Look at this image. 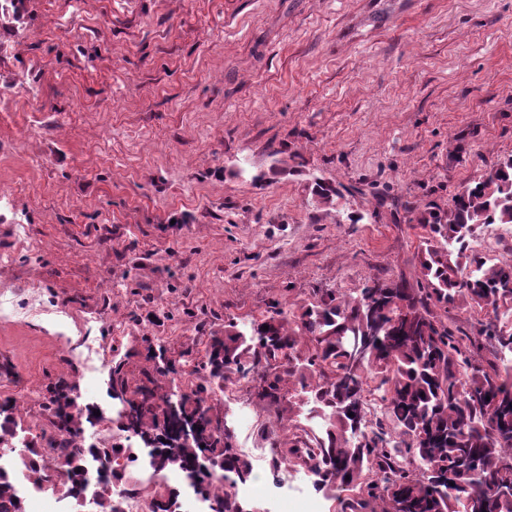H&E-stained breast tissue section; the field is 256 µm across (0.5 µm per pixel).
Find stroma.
Returning a JSON list of instances; mask_svg holds the SVG:
<instances>
[{"label":"stroma","instance_id":"stroma-1","mask_svg":"<svg viewBox=\"0 0 512 512\" xmlns=\"http://www.w3.org/2000/svg\"><path fill=\"white\" fill-rule=\"evenodd\" d=\"M21 2L0 290L40 305L0 318V397L27 411L67 374L111 414L143 334L176 353L273 302L416 286L420 211L512 157V0Z\"/></svg>","mask_w":512,"mask_h":512}]
</instances>
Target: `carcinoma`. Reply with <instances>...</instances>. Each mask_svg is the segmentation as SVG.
<instances>
[{
	"label": "carcinoma",
	"mask_w": 512,
	"mask_h": 512,
	"mask_svg": "<svg viewBox=\"0 0 512 512\" xmlns=\"http://www.w3.org/2000/svg\"><path fill=\"white\" fill-rule=\"evenodd\" d=\"M315 195L333 206L341 192L318 181ZM418 223L424 287L374 278L355 297L329 291L291 309L273 302L248 331L233 317L224 320V334L198 342L197 360L187 351L181 362L160 339L136 336L150 368L135 372L121 361L110 374V390L134 420L125 423L119 412L97 424L115 422L141 441L165 439L150 453L157 473L174 468L187 477L208 453L223 472L219 482L201 480L210 512H247L224 493L225 481H242L252 469L235 452L233 431L222 421L211 429L203 416L200 439L181 443L171 423L209 411L224 385L243 381L259 405L286 403L295 417L310 403L321 410L317 434L299 431L298 422L265 424L262 432H278L279 462L300 461L338 512H512V263L480 260L468 247L484 226L512 225V158L464 187L450 209L429 205ZM461 302L472 311L465 327L448 322V310ZM364 336L384 342L358 363ZM170 374L185 382L166 387ZM75 396L76 383L64 376L42 386L37 434L16 400H0V448L26 439L12 468H0V512H25L17 488L24 471L40 491L80 509L91 503L90 512H117L105 484L109 477L126 482L135 451L83 447L92 410L78 408ZM92 460L100 464L101 488L90 480ZM147 496L156 512L181 510L180 489L164 481L152 483Z\"/></svg>",
	"instance_id": "obj_1"
}]
</instances>
